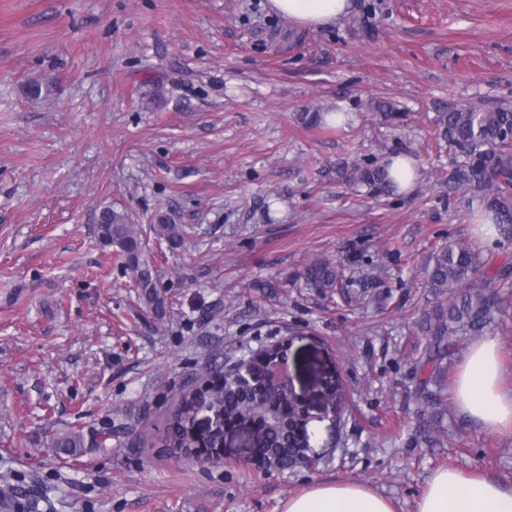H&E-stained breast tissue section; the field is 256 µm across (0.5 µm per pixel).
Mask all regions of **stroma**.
Wrapping results in <instances>:
<instances>
[{"instance_id": "35a3bbf8", "label": "stroma", "mask_w": 512, "mask_h": 512, "mask_svg": "<svg viewBox=\"0 0 512 512\" xmlns=\"http://www.w3.org/2000/svg\"><path fill=\"white\" fill-rule=\"evenodd\" d=\"M352 2L313 30L269 0H0V512H282L346 482L415 512L443 467L512 488V431L452 399L428 445L413 377L432 251L512 264V243L476 233L434 124L512 105V0ZM330 103L351 123H302ZM413 152L409 194L338 173ZM106 206L190 227L174 251L144 238L164 318L100 244ZM319 259L379 282L347 302L307 284ZM277 343L320 465L254 470L243 427L215 463L162 446L184 386ZM65 433L85 447H54Z\"/></svg>"}]
</instances>
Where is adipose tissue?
<instances>
[{
  "mask_svg": "<svg viewBox=\"0 0 512 512\" xmlns=\"http://www.w3.org/2000/svg\"><path fill=\"white\" fill-rule=\"evenodd\" d=\"M270 8L298 24L319 28L336 22L349 0H269ZM500 346L487 337L472 343L455 384L460 409L493 433L512 430V391L502 386ZM283 512H394L385 497L355 483L319 484L289 497ZM417 512H512V489L484 476L436 470L417 502Z\"/></svg>",
  "mask_w": 512,
  "mask_h": 512,
  "instance_id": "obj_1",
  "label": "adipose tissue"
}]
</instances>
